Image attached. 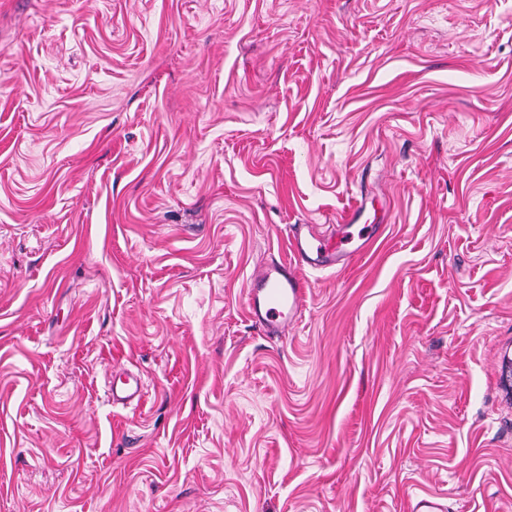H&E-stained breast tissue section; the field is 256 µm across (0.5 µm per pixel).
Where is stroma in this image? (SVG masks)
<instances>
[{"instance_id": "1", "label": "stroma", "mask_w": 512, "mask_h": 512, "mask_svg": "<svg viewBox=\"0 0 512 512\" xmlns=\"http://www.w3.org/2000/svg\"><path fill=\"white\" fill-rule=\"evenodd\" d=\"M507 358L512 0H0V512H512ZM360 209L342 217L336 243L315 234L309 224H300L290 237L292 258L257 266L245 290V307L250 321L265 336H280L295 325L310 293L308 282L300 275L305 268H331L348 259L370 242L378 231L375 224H357ZM362 243L351 248L354 234ZM302 227L307 230L303 232ZM121 372L115 373L112 376V384H111V394L112 401H131L136 399L137 402L141 400L143 383L141 380L135 378L132 379V383L130 379L127 382H123L121 379ZM444 496L424 491L413 495L408 501L409 512H446L448 506L444 503Z\"/></svg>"}]
</instances>
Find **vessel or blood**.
Masks as SVG:
<instances>
[{"mask_svg": "<svg viewBox=\"0 0 512 512\" xmlns=\"http://www.w3.org/2000/svg\"><path fill=\"white\" fill-rule=\"evenodd\" d=\"M335 241L313 231L295 230L290 238V261L264 263L257 266L245 290V307L250 321L267 336H280L295 325L310 293L301 272L306 268H331L354 255L353 241L370 242L377 225L363 224L358 213L342 217ZM116 401L138 400L142 397L141 380L122 381L113 374L110 388ZM408 512H447L442 495L422 492L408 501Z\"/></svg>", "mask_w": 512, "mask_h": 512, "instance_id": "b4317fda", "label": "vessel or blood"}]
</instances>
